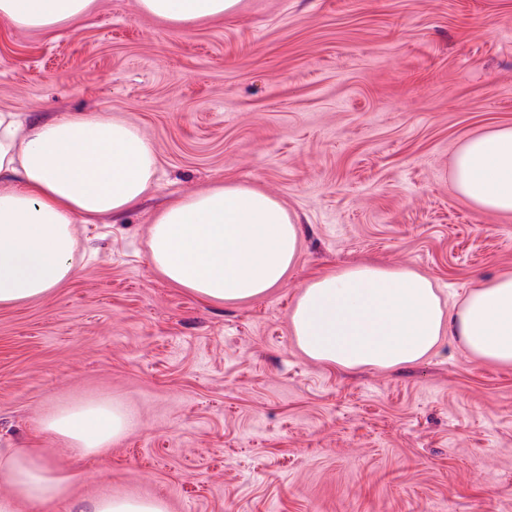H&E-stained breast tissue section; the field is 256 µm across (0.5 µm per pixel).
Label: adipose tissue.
Listing matches in <instances>:
<instances>
[{
	"label": "adipose tissue",
	"instance_id": "obj_1",
	"mask_svg": "<svg viewBox=\"0 0 512 512\" xmlns=\"http://www.w3.org/2000/svg\"><path fill=\"white\" fill-rule=\"evenodd\" d=\"M141 11L189 27L238 11L241 0H138ZM91 0H0V24L49 30L75 24ZM157 158L123 121L62 113L27 124L0 111V307L45 296L74 273L73 227L135 209L153 188ZM456 191L478 210L512 215V124L466 138L452 157ZM300 226L275 197L227 182L170 202L154 219L151 261L173 284L208 302L263 298L297 263ZM299 348L343 369L415 364L441 337L477 358L512 365V273L445 306L412 270L356 264L313 275L291 314ZM125 408L104 398L57 408L45 432L74 458L106 452L128 430ZM75 472L44 448H0V512L68 499ZM81 512H168L156 498L101 492Z\"/></svg>",
	"mask_w": 512,
	"mask_h": 512
}]
</instances>
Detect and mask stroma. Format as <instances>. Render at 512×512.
I'll return each mask as SVG.
<instances>
[{
  "label": "stroma",
  "mask_w": 512,
  "mask_h": 512,
  "mask_svg": "<svg viewBox=\"0 0 512 512\" xmlns=\"http://www.w3.org/2000/svg\"><path fill=\"white\" fill-rule=\"evenodd\" d=\"M0 110L119 116L159 162L139 209L75 226L67 283L0 308L1 447L64 460L41 429L57 406L133 415L42 512L105 488L169 512H512V366L447 339L346 370L289 323L308 278L352 263L414 269L449 305L512 271V216L450 173L463 140L512 124V0H242L187 28L95 0L74 26H0ZM227 180L297 216L301 250L268 296L214 304L155 268L149 228Z\"/></svg>",
  "instance_id": "stroma-1"
}]
</instances>
